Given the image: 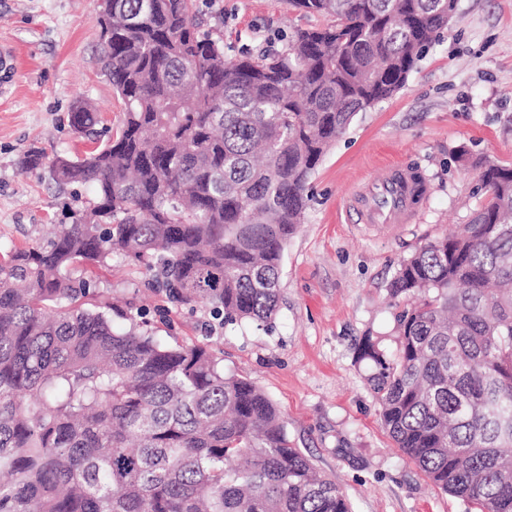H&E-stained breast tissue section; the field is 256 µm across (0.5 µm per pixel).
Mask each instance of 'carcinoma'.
Returning a JSON list of instances; mask_svg holds the SVG:
<instances>
[{
  "label": "carcinoma",
  "instance_id": "carcinoma-1",
  "mask_svg": "<svg viewBox=\"0 0 512 512\" xmlns=\"http://www.w3.org/2000/svg\"><path fill=\"white\" fill-rule=\"evenodd\" d=\"M326 24L231 56L196 0H107L119 130L50 178L93 198L32 244L0 243V512H352L291 446L273 401L204 346L130 322L87 273L114 253L179 305L271 325L308 185L355 117L396 94L457 0H289ZM74 131L98 123L85 103ZM464 229L388 285L395 348L357 361L381 421L438 488L512 512V168L477 162Z\"/></svg>",
  "mask_w": 512,
  "mask_h": 512
}]
</instances>
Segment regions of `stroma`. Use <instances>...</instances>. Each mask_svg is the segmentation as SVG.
Wrapping results in <instances>:
<instances>
[{"label": "stroma", "instance_id": "stroma-1", "mask_svg": "<svg viewBox=\"0 0 512 512\" xmlns=\"http://www.w3.org/2000/svg\"><path fill=\"white\" fill-rule=\"evenodd\" d=\"M224 42L259 53L280 49L274 32L317 25L286 0H220ZM99 0H0V46L15 56L0 96V241L34 242L44 225L70 223L71 190L20 160L85 156L101 139L72 131L79 102L117 128L123 103L103 71ZM468 149L512 167V0H458L447 30L392 98L359 113L310 180L312 200L285 248L279 309L271 329L213 325L212 305L153 316L160 338L208 344L224 353V371L251 380L278 406L295 447L331 478L354 512H474L436 488L389 437L356 360L360 339L390 337L387 285L399 263L424 242L457 230L477 207L476 169L456 155ZM390 162L420 169L430 195L407 224H358L345 212ZM102 299L126 315L167 306L144 269L121 256L94 270ZM168 307V306H167Z\"/></svg>", "mask_w": 512, "mask_h": 512}]
</instances>
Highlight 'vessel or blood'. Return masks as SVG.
Listing matches in <instances>:
<instances>
[{"instance_id":"obj_1","label":"vessel or blood","mask_w":512,"mask_h":512,"mask_svg":"<svg viewBox=\"0 0 512 512\" xmlns=\"http://www.w3.org/2000/svg\"><path fill=\"white\" fill-rule=\"evenodd\" d=\"M415 169L405 165L389 166L371 193H358L349 204L359 223L404 224L412 220L418 206L413 202L417 190Z\"/></svg>"}]
</instances>
